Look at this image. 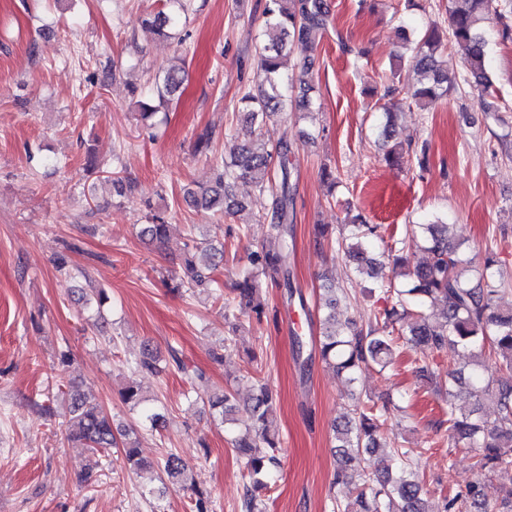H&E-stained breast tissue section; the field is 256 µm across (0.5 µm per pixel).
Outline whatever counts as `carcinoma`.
Here are the masks:
<instances>
[{"instance_id": "cac0c4a2", "label": "carcinoma", "mask_w": 512, "mask_h": 512, "mask_svg": "<svg viewBox=\"0 0 512 512\" xmlns=\"http://www.w3.org/2000/svg\"><path fill=\"white\" fill-rule=\"evenodd\" d=\"M506 8L503 0H466V5L448 8L449 27L453 40L465 49L467 76L493 85L489 69V47L493 30L484 27L489 19L503 24L502 35H512V27L504 23ZM179 25V16L160 10L146 20L148 29L158 35ZM333 28V19L327 0H265L257 40L258 82L254 89L241 99L246 119L262 126L267 120L288 109V94L292 83L282 71V59L286 50L296 44L314 47ZM403 52L399 58L409 56L413 67L423 79L413 83H398L387 88L386 95L398 98L392 106L378 107L386 120L381 125L380 136L384 143L394 140L393 113L404 105L420 109L448 94L456 84V76L448 73L439 53L442 36L437 27L427 28L418 40L401 29ZM313 68V60L307 59L302 66L303 78L299 79L300 96L296 106L302 112H310L313 101L309 96L312 86L304 76ZM186 73V57L178 58L163 79L153 83L152 105L140 103L139 115L151 119L158 109L169 105L183 84ZM291 144L281 139L269 147L265 144L255 149L247 143L236 142L225 134L224 155L216 159L221 173L215 186L203 191L187 190L185 198L195 207L214 213L235 216L246 205L235 198L231 187L239 181L250 183L260 194L271 195L270 207L260 220L270 224L274 234V247L261 245L247 255L251 270L236 284L237 295L222 299L215 271L217 259L224 258V248L210 241H192L184 256L179 258L182 270L178 288L207 290L216 300H224L225 315L235 310L249 309L257 315L264 312L256 298V277L264 276L277 288H285L294 294L290 281L288 262L294 237L293 167L290 163ZM171 224L165 214H154L151 223L141 229V237L152 243L163 244L169 237ZM380 225L343 224L335 237L338 249L353 269L375 280L389 293L391 307L381 313L387 335H378V328H356L347 321L336 323V305L343 289L332 284L323 288L319 336L315 340L322 362L346 376L348 382L357 378L358 372L368 366L384 370L396 358L398 341L418 347L426 355L445 350L464 351L471 357L472 369L468 372L448 371V471L454 470V455L460 448H480L475 462L477 470L494 474L512 469V385L497 388L485 380L479 368L484 357L495 360L498 370L512 376V311L498 306L504 291V282L497 269L496 260L486 258L484 266L474 278L466 276L470 264L461 244L448 235V225L436 218L425 224H414L408 239L397 240L390 253L395 255L392 275L385 274V264L379 259L378 239ZM416 248L424 258L413 269H406L408 260L404 251ZM440 304L436 314L428 307ZM165 359L150 345H144L141 357L134 368L150 373H163L174 363L190 382L202 381L203 371L190 369L179 357L176 349ZM70 425L67 439L79 443L93 454H102L112 448H124L129 468L143 470L152 464L140 457L135 441L121 429L113 427L112 417L101 405L88 398L80 385H69ZM122 398L133 408H143L145 418L153 425L161 415L143 406L145 397L139 385L128 382L122 389ZM277 394L271 385L256 381L255 393L248 407L249 420L244 430L227 429L233 448L239 454L248 482L245 485L241 512H262L259 493L268 488V479L280 467L275 454L279 441L271 433V416ZM492 406L495 419L485 418L484 409ZM212 411L224 424L236 423L237 406L232 393L214 394L209 400ZM388 403L358 401L349 415L333 427L334 451L337 457L336 473L331 488L347 482L348 472L358 477L357 495L354 502L337 504L339 512H512V490L502 498L497 508L490 510L483 502V485L476 481L467 483L453 496L444 498L436 508L425 506L423 487L418 480L415 458L418 454L409 448H395L386 456L381 471L370 474L361 467L362 456L381 447L380 432L387 422ZM166 476L177 482L186 478L187 465L175 453L167 454L160 462Z\"/></svg>"}]
</instances>
